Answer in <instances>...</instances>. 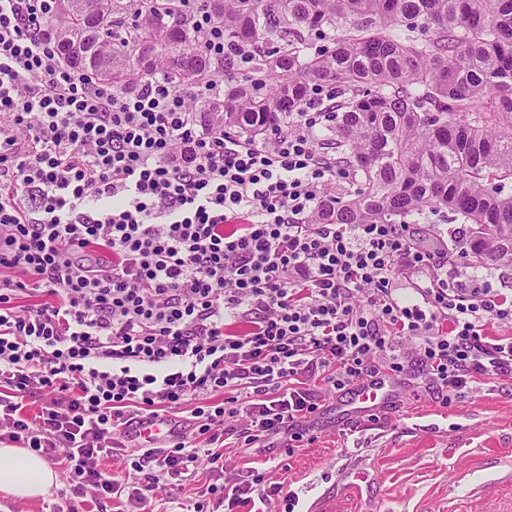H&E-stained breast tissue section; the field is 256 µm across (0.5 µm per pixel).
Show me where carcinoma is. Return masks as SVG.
<instances>
[{
  "label": "carcinoma",
  "mask_w": 512,
  "mask_h": 512,
  "mask_svg": "<svg viewBox=\"0 0 512 512\" xmlns=\"http://www.w3.org/2000/svg\"><path fill=\"white\" fill-rule=\"evenodd\" d=\"M185 0H61L57 48L72 68L132 91L219 76L224 100L197 116L263 140L316 92L332 90L325 127L351 188L317 224H416L425 208L471 225L477 261L512 264V0H209L224 38L259 47L251 72L193 43ZM338 32L315 49L312 33Z\"/></svg>",
  "instance_id": "carcinoma-1"
}]
</instances>
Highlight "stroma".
<instances>
[{
  "instance_id": "35a3bbf8",
  "label": "stroma",
  "mask_w": 512,
  "mask_h": 512,
  "mask_svg": "<svg viewBox=\"0 0 512 512\" xmlns=\"http://www.w3.org/2000/svg\"><path fill=\"white\" fill-rule=\"evenodd\" d=\"M415 230L425 245L447 249L449 279L470 286L485 279L512 298V265L476 263L468 226L443 211L424 214ZM398 406L376 416L351 420L339 415L345 394L317 385L320 413L314 439L293 454L281 449V437L245 446L224 442V475L265 470L280 483L282 497L272 512H289L288 501L315 504V512H506L512 507V483L501 473L512 464V376H494L469 384L451 403L424 379L403 383ZM368 476L362 488L348 483L351 469Z\"/></svg>"
}]
</instances>
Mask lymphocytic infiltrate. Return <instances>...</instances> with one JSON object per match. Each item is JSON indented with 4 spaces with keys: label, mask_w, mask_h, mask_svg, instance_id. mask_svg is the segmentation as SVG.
Segmentation results:
<instances>
[{
    "label": "lymphocytic infiltrate",
    "mask_w": 512,
    "mask_h": 512,
    "mask_svg": "<svg viewBox=\"0 0 512 512\" xmlns=\"http://www.w3.org/2000/svg\"><path fill=\"white\" fill-rule=\"evenodd\" d=\"M57 5L0 0V440L64 460L72 496L138 512L203 460L213 481L183 512H234L280 488L253 467L225 481L230 418L246 417L245 444L282 433L290 451L319 409L310 381L346 393L417 372L447 404L512 375V337L484 333L512 325V302L489 282L442 277L443 255L405 224L311 223L336 177L313 148L330 113L307 107L260 144L199 124L196 100L223 99V81L95 82L56 50ZM187 7L198 48L251 63L207 0ZM400 273L419 303L396 300ZM39 294L49 302L30 304ZM184 408L188 434L126 459L123 476L103 468L134 422Z\"/></svg>",
    "instance_id": "lymphocytic-infiltrate-1"
}]
</instances>
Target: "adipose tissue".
Returning a JSON list of instances; mask_svg holds the SVG:
<instances>
[{"label":"adipose tissue","mask_w":512,"mask_h":512,"mask_svg":"<svg viewBox=\"0 0 512 512\" xmlns=\"http://www.w3.org/2000/svg\"><path fill=\"white\" fill-rule=\"evenodd\" d=\"M58 484L54 470L35 452L0 446V493L21 501L46 496Z\"/></svg>","instance_id":"obj_1"}]
</instances>
